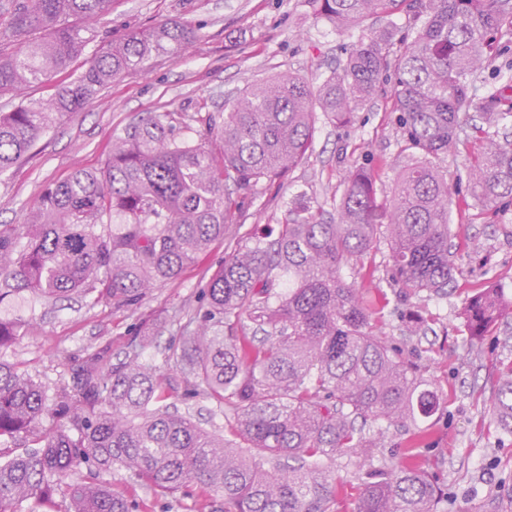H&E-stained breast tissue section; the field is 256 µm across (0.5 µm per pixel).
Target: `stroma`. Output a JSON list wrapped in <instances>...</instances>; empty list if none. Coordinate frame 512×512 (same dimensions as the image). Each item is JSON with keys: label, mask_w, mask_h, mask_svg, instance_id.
I'll return each mask as SVG.
<instances>
[{"label": "stroma", "mask_w": 512, "mask_h": 512, "mask_svg": "<svg viewBox=\"0 0 512 512\" xmlns=\"http://www.w3.org/2000/svg\"><path fill=\"white\" fill-rule=\"evenodd\" d=\"M191 28L195 39L186 54L162 55L147 69L112 80L79 112L68 113L45 134L22 162L0 174V224L23 223L44 190L79 169L98 170L109 145L126 128L151 114L165 115L176 133L200 141L198 115L230 106L247 85L279 73H295L319 84L345 58L348 32L317 14L312 0H114L101 24L109 40L169 20ZM91 43L72 72L0 98V112L17 99L54 96L101 50ZM393 80L381 84L375 98L356 112L351 124L339 126L320 118L304 164L280 180L261 182L246 200L237 221L247 237L284 223L294 199L329 209L340 178L353 162H370L379 201H389L409 159L402 154L395 123ZM451 219L458 235L456 262L463 273L446 295L407 296L388 281V250L379 244L361 264L342 269L365 290L371 307L381 313L377 330L418 363L440 396L439 412L429 420V444L420 461L447 488L448 512H512V434L495 425L487 404L498 372L512 364V321L479 339H469L461 310L468 296L496 281L512 296V206L475 215L461 197H453ZM227 242L198 255L182 275L157 284L136 309L117 311L96 294L71 295L56 301L21 290L0 302V321L32 323L28 333L0 347V361L17 364L42 382L48 398L72 390L77 368L87 355L122 354L133 334L150 333L156 342L145 361L170 378L178 371L166 364L164 347L177 335L183 312L199 301L201 284L224 258ZM429 316L420 339L401 335L403 317ZM100 480L118 491H138L150 512H197L194 500L157 497L139 489L134 476L112 468Z\"/></svg>", "instance_id": "1"}]
</instances>
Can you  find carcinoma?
<instances>
[{"mask_svg":"<svg viewBox=\"0 0 512 512\" xmlns=\"http://www.w3.org/2000/svg\"><path fill=\"white\" fill-rule=\"evenodd\" d=\"M312 2L331 23L361 33L321 84L277 75L244 88L229 111L198 117L217 152L181 139L158 115L128 127L112 140L104 170L75 171L45 190L25 223L0 224V300L25 288L47 299L98 288L118 310L136 306L226 238L259 182L303 162L317 113L350 123L391 71L401 151L412 153L393 199L379 202L372 170L355 165L332 212L296 204L291 222L236 246L206 281L165 358L181 371L183 400L224 409L222 435L167 403L161 375L141 360L148 334L133 336L115 363L103 351L88 357L74 392L51 403L40 383L0 361V512L59 491L67 512H147L135 494L99 481L114 467L157 495L192 485L205 512H334L342 487L332 466L341 462L353 468L354 512L449 505L417 462L438 391L374 333L376 313L341 266L383 241L392 281L414 295L442 296L460 273L449 214L455 190L437 160L462 143L466 113L487 130L512 122L511 83L480 102L466 83L488 64V42L512 35V0ZM111 10L112 0H3L14 48H0V96L67 70ZM399 10L424 22L395 51L397 25L371 21ZM193 38L177 21L136 31L95 54L52 98L1 112L0 174L101 87ZM467 190L482 207L512 205L509 136L479 140ZM114 216L121 224L102 232ZM462 316L468 337L485 336L512 317V299L493 283L466 299ZM490 410L512 434V365L499 372ZM409 430L415 441L398 461L376 464L384 437ZM77 468L84 478L65 482Z\"/></svg>","mask_w":512,"mask_h":512,"instance_id":"1","label":"carcinoma"}]
</instances>
